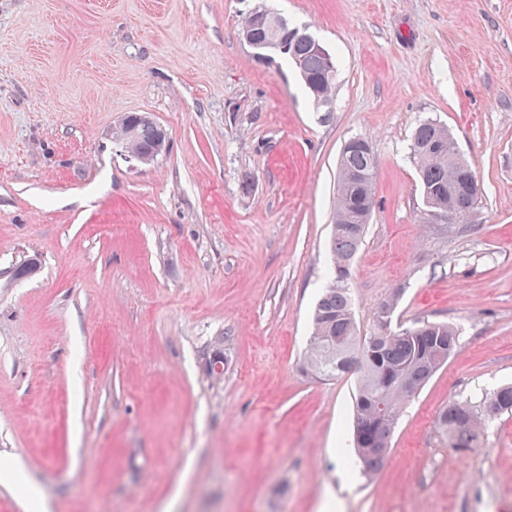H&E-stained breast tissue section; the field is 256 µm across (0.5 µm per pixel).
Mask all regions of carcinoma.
Segmentation results:
<instances>
[{
    "label": "carcinoma",
    "mask_w": 512,
    "mask_h": 512,
    "mask_svg": "<svg viewBox=\"0 0 512 512\" xmlns=\"http://www.w3.org/2000/svg\"><path fill=\"white\" fill-rule=\"evenodd\" d=\"M243 39L263 48L289 45L284 60L298 73L310 99L333 100L336 70L330 54L315 50L292 33V24L271 13L258 26L251 14L241 22ZM127 144L152 155L161 126L138 112L128 114ZM423 200L432 211L448 207V200L467 194L473 165L457 152L451 130L432 119L420 121L410 143ZM376 158L373 148H343L338 165V186L330 240L332 267L312 314L309 348L304 370L319 378L347 374L346 365L357 363L353 406V447L361 472L371 477L383 466L405 403L455 355L460 331L447 322H393L400 294L394 292L378 306L373 329L360 335L350 292L349 274L363 244L375 208ZM512 413V384H504L477 401H453L438 415L436 425L448 444L465 453L477 447L488 422Z\"/></svg>",
    "instance_id": "cac0c4a2"
}]
</instances>
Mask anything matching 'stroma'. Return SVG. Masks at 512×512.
<instances>
[{"mask_svg":"<svg viewBox=\"0 0 512 512\" xmlns=\"http://www.w3.org/2000/svg\"><path fill=\"white\" fill-rule=\"evenodd\" d=\"M256 2L0 0V512H512V415L466 454L436 426L512 382V0H269L333 56L327 111L242 40ZM130 112L167 132L151 163L112 135ZM428 118L480 185L454 224L410 157ZM354 137L361 332L397 288L395 320L461 331L370 478L355 374L302 371Z\"/></svg>","mask_w":512,"mask_h":512,"instance_id":"1","label":"stroma"}]
</instances>
